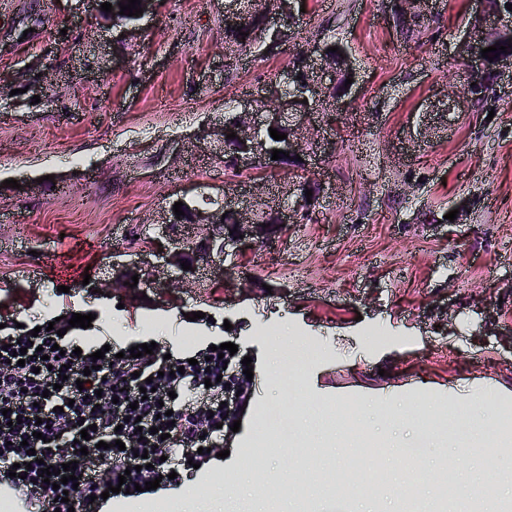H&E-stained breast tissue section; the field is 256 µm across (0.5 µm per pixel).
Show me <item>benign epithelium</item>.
<instances>
[{"instance_id": "1", "label": "benign epithelium", "mask_w": 512, "mask_h": 512, "mask_svg": "<svg viewBox=\"0 0 512 512\" xmlns=\"http://www.w3.org/2000/svg\"><path fill=\"white\" fill-rule=\"evenodd\" d=\"M286 2L288 0H278L277 10L264 19V31L272 32L275 38L283 35L292 19V14L285 9ZM240 4L242 0H224V27L230 29L242 24L245 9L240 7ZM495 36L504 40L511 39L512 27L501 22V15L491 12L488 3L482 0L480 9L475 11L461 31L455 54L456 61L464 64L472 74L484 73L489 68V61L482 57L481 50L489 47L490 40ZM302 71L306 73L303 81L297 79ZM335 82L336 71L324 60L323 44L319 40H313L303 51L302 70H290L283 83H270L264 88V94L235 103L234 121L239 123L235 133L244 145L243 150L232 155L236 168L249 170L261 160L276 169L279 167V161L272 159V150L278 149L289 153L291 159L301 157L307 170L316 171L324 143L309 140V126L306 125V121L313 114L327 118L341 110L343 97H325L326 89ZM269 95H275L280 100L278 110L275 112H269L263 106V101ZM304 99L308 100V103H302ZM475 103L476 96L470 92L464 91L459 94L451 91L445 93L443 98L435 100L430 108L433 112H463ZM271 127L278 130L288 129L287 138L274 145L269 144L265 133ZM198 141L202 142L204 149L212 155H218L224 150V133H219L211 127L202 129ZM224 215L233 218V224L229 225L233 234L212 240L205 251H198V239L186 241L182 238L183 229L189 226L198 230L223 227L221 220ZM274 218L278 225L296 224L300 221V212L282 206L275 210ZM151 225L165 229L169 240V246L159 253L162 264L155 266L131 260L113 261V291L130 289L124 285L125 279L121 277V274L130 270L142 273L137 286L130 289L135 293L140 292L142 288L165 287L166 282L161 280V274L171 269L177 271V282L191 284L199 268L209 265L217 256L224 257L227 245L238 244L243 239L260 245L272 239L268 229L258 224L255 205L237 208L225 194L219 199L212 200L211 207L196 209L189 222L176 218L171 207L166 205L160 208ZM184 261L191 263L190 270L182 269L181 263Z\"/></svg>"}]
</instances>
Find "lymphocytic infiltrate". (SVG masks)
<instances>
[{
    "label": "lymphocytic infiltrate",
    "mask_w": 512,
    "mask_h": 512,
    "mask_svg": "<svg viewBox=\"0 0 512 512\" xmlns=\"http://www.w3.org/2000/svg\"><path fill=\"white\" fill-rule=\"evenodd\" d=\"M59 346L61 359L47 362L41 353ZM130 343L114 342L100 362L91 355L100 343L56 331L32 334L8 323L0 329V476L10 477L16 499L36 490L34 512H95L102 492L125 478L126 489L159 480L161 490L181 485L174 471L193 461L208 464L213 444L223 441L238 412L224 409L225 390L250 393L245 374L221 381L224 362L209 346L188 348L172 357L161 350L129 357ZM24 351V365L14 364ZM213 385H206V378ZM152 385L149 395L140 389ZM92 425L95 459L78 451L82 424ZM122 448H115V441ZM34 455H27V448ZM76 462L78 487L54 489L57 475L42 479L43 466ZM26 466L25 478L13 476L14 465Z\"/></svg>",
    "instance_id": "obj_1"
}]
</instances>
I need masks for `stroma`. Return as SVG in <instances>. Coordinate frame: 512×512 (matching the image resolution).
Here are the masks:
<instances>
[{
    "label": "stroma",
    "mask_w": 512,
    "mask_h": 512,
    "mask_svg": "<svg viewBox=\"0 0 512 512\" xmlns=\"http://www.w3.org/2000/svg\"><path fill=\"white\" fill-rule=\"evenodd\" d=\"M472 2L438 0L436 22L405 37L386 0H302L298 43L336 36L355 68L335 126L310 130L335 140L319 171L334 195L315 222L230 250L194 287L150 288L134 303L94 290L113 253L149 254L142 224L170 198L198 204L236 188L190 139L223 126L225 100L251 97L292 51H246L225 72L224 0H163L127 48L97 0H0V316L30 327L91 312V336L126 341L155 328L167 349L237 343L254 385L224 442V512L358 503L355 487L331 482L339 469L356 474L358 456L337 453L354 440L389 451L370 512H403L395 446L426 449V512H448L440 473L453 455L465 480L489 471L512 495V102L425 113L437 92L464 84L452 49ZM104 55L114 60L105 77ZM49 59L48 105L20 73ZM226 263L233 274L222 275ZM294 343L317 351L297 373L295 404L282 388ZM478 393L487 400L474 415ZM273 402L306 456L265 454L282 439ZM452 413L474 439L462 456V436L446 432ZM247 450L261 472L244 467Z\"/></svg>",
    "instance_id": "35a3bbf8"
}]
</instances>
